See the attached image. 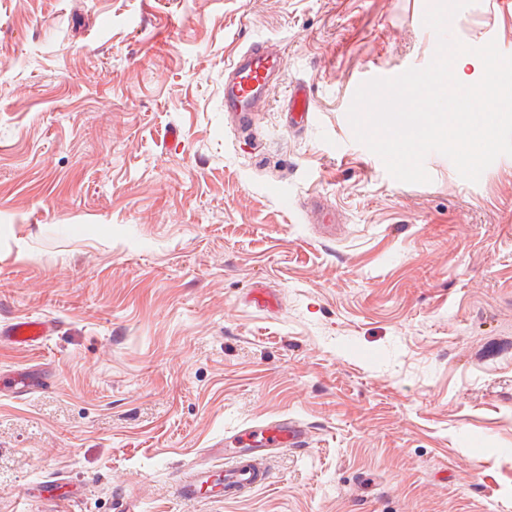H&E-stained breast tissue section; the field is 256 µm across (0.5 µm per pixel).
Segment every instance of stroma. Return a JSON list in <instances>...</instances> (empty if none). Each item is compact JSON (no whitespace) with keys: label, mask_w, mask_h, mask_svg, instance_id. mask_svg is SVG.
Listing matches in <instances>:
<instances>
[{"label":"stroma","mask_w":512,"mask_h":512,"mask_svg":"<svg viewBox=\"0 0 512 512\" xmlns=\"http://www.w3.org/2000/svg\"><path fill=\"white\" fill-rule=\"evenodd\" d=\"M430 2L0 0V319L58 325L0 341L45 381L0 394V512H512V156L402 183L347 118L371 72L430 63ZM449 34L512 55V0ZM261 40L282 83L242 135L224 67ZM279 417L311 444L269 485L176 498ZM286 123L288 128L308 125L313 119L315 105L307 87L300 82L288 91ZM56 329V323L41 320L16 318L4 324L0 322V335L20 346L34 345L44 337L52 335Z\"/></svg>","instance_id":"1"}]
</instances>
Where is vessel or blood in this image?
Listing matches in <instances>:
<instances>
[{"mask_svg":"<svg viewBox=\"0 0 512 512\" xmlns=\"http://www.w3.org/2000/svg\"><path fill=\"white\" fill-rule=\"evenodd\" d=\"M281 71L279 56L265 42L252 43L227 64L224 69V110L234 116L238 127L253 123ZM285 112L288 126H305L311 122L315 105L303 83L290 88ZM56 329V323L25 318L0 323V335L20 346L34 345ZM4 386L11 393L26 394L37 389L38 382L30 372L18 370L10 377L0 378V388ZM309 440V429L288 417L235 429L224 438L227 462L195 465L176 482L174 491L177 497L187 501L243 496L268 483L270 474L264 465L265 459L284 449L306 447Z\"/></svg>","mask_w":512,"mask_h":512,"instance_id":"b4317fda","label":"vessel or blood"}]
</instances>
